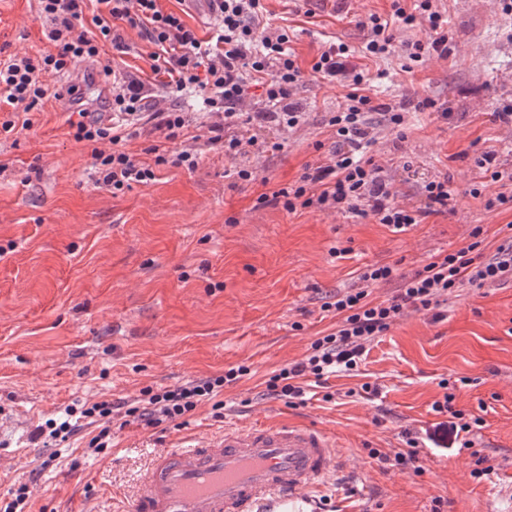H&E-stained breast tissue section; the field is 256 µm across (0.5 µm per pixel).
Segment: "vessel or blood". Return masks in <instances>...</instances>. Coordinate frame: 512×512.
I'll list each match as a JSON object with an SVG mask.
<instances>
[{
    "instance_id": "vessel-or-blood-1",
    "label": "vessel or blood",
    "mask_w": 512,
    "mask_h": 512,
    "mask_svg": "<svg viewBox=\"0 0 512 512\" xmlns=\"http://www.w3.org/2000/svg\"><path fill=\"white\" fill-rule=\"evenodd\" d=\"M336 448L311 424L228 427L156 459L130 512H308L340 466Z\"/></svg>"
}]
</instances>
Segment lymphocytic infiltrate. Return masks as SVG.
<instances>
[{"label": "lymphocytic infiltrate", "instance_id": "f902f5d3", "mask_svg": "<svg viewBox=\"0 0 512 512\" xmlns=\"http://www.w3.org/2000/svg\"><path fill=\"white\" fill-rule=\"evenodd\" d=\"M37 2L38 15L47 24L46 37L53 43V51L0 59V105L21 114L23 127H31L30 112L47 96L43 75L65 72L82 60L100 61L101 50L107 44L123 49L121 28L125 25L141 29L154 45L151 70L162 74V87L176 93L194 89L204 94L214 118L209 126V142L223 147L225 156L233 158L245 148L255 146L258 133L269 126L292 128L302 119L301 113L288 103L302 72L288 47L287 34L265 28L264 0H210L218 24L212 43L200 40L180 14L164 9L161 0H95L97 8L89 18L84 15L86 0ZM421 15L428 20L430 34L427 41L414 43L415 57H447L448 33L433 0H415L410 12L400 6L395 9L396 18L407 26ZM348 52L346 44H330L312 67L324 79L332 81L340 75L352 79V89L344 104L329 120L336 133L332 164L306 165L297 181L272 193H261L257 202L262 206L280 202L291 212L333 208L369 214L378 223L402 231L417 224L421 211L397 205L388 183L380 175V166L365 155L374 139V127L369 120L373 105L370 97L360 92L364 74L349 73L346 67ZM253 85L262 88L267 106L247 113L243 105ZM68 93L73 114L69 126L74 139L97 146L92 153L97 184L120 191L134 183H151L158 166L188 170L198 166L199 153L187 145L191 117L173 108L151 105L148 90L139 78H113V119L107 123L90 119L84 96L77 88H69ZM242 123L252 128V136L230 134V127ZM144 133L158 137L157 144L149 148L154 156L150 165L120 148L121 143ZM105 142L110 143V150H102ZM470 237L466 246L436 255L422 270L402 277L395 294L382 302L370 300L369 290L390 282L394 269L388 265L366 269L361 275V288L337 294L335 300L324 303V310L339 318L335 331L316 339L304 359L270 377L267 393L279 398H298L302 393L300 379L309 375L319 379L336 367L356 368L368 343L388 331L405 311H434L441 296L454 288H482L512 280V235L504 237L489 256L482 248V226H475ZM247 372V366L241 365L173 390L156 392L146 388L139 399L123 408L109 400L92 403L83 415L97 421L98 431L89 439L88 446L98 453L111 447L112 416L119 410L139 426L155 428L185 417L205 401L212 402L214 409H223L220 393Z\"/></svg>", "mask_w": 512, "mask_h": 512}]
</instances>
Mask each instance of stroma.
<instances>
[{
    "mask_svg": "<svg viewBox=\"0 0 512 512\" xmlns=\"http://www.w3.org/2000/svg\"><path fill=\"white\" fill-rule=\"evenodd\" d=\"M436 4L451 54L415 62L404 49L427 39V24L393 19L395 7L412 9L413 0H266L303 75L291 100L304 119L290 131L263 132L272 150L224 157L207 143L201 96L167 95L164 104L199 125L198 166H161L153 182L111 192L96 182L92 145L75 141L66 123L69 83L89 111L108 117L112 87L88 62L46 76L48 98L30 128H0V498L23 480L27 512H128L155 457L228 425L288 419L322 427L339 445L340 468L315 494L322 512H433L438 499L444 512H498L494 488L512 486V280L452 290L436 320L406 313L369 344L358 372L330 374L323 385L303 379V402L265 394L272 375L335 329V314L322 305L358 287L364 269L390 264L408 276L466 246L475 225L494 245L512 225V209H485L502 185L482 180L475 163L493 151L512 170V125L495 117L512 101V22L500 0ZM372 14L393 30L382 58L364 52L360 23ZM121 32L128 49H107L112 69L151 78L153 45L140 30ZM335 41L351 49L347 64L364 71L374 104L405 117L397 133L382 115L370 116L376 141L367 154L396 202L423 206V185L436 177L455 191L446 208L407 231L333 209L256 204L265 186L331 161L336 135L327 120L348 89L320 80L312 65ZM49 48L36 0H0V53ZM424 97L435 109H417ZM245 165L253 179L239 178ZM238 365L250 372L225 388L223 417L205 402L182 422L129 425L96 457L84 452L92 425L60 445L43 443L42 430L69 409L131 403L144 388L173 389ZM445 379L456 408L483 420L470 434L473 448L458 447L432 409ZM366 383L377 394L365 393ZM409 434L419 442L420 476L394 461ZM373 450L387 462L370 458ZM478 455L489 466L479 478Z\"/></svg>",
    "mask_w": 512,
    "mask_h": 512,
    "instance_id": "35a3bbf8",
    "label": "stroma"
}]
</instances>
